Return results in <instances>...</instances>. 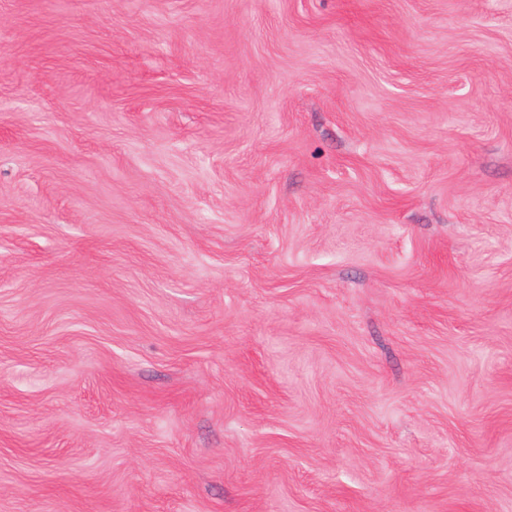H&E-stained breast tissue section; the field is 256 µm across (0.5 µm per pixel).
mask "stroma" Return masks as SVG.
I'll use <instances>...</instances> for the list:
<instances>
[{"label": "stroma", "instance_id": "1", "mask_svg": "<svg viewBox=\"0 0 512 512\" xmlns=\"http://www.w3.org/2000/svg\"><path fill=\"white\" fill-rule=\"evenodd\" d=\"M0 512H512V0H0Z\"/></svg>", "mask_w": 512, "mask_h": 512}]
</instances>
